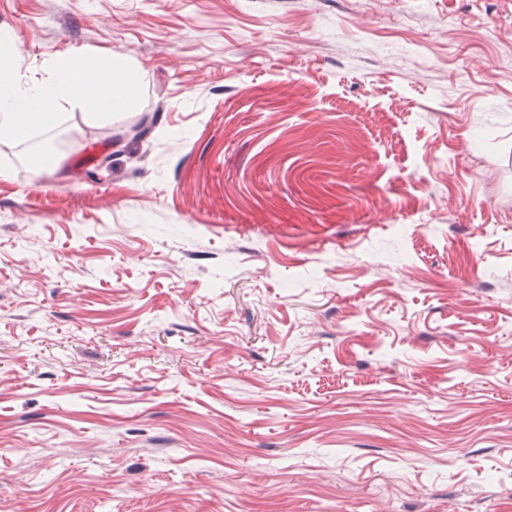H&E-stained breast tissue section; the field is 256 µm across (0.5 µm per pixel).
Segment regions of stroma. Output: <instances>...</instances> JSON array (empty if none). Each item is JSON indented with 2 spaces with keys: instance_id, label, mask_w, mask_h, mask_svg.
<instances>
[{
  "instance_id": "1",
  "label": "stroma",
  "mask_w": 512,
  "mask_h": 512,
  "mask_svg": "<svg viewBox=\"0 0 512 512\" xmlns=\"http://www.w3.org/2000/svg\"><path fill=\"white\" fill-rule=\"evenodd\" d=\"M1 30L143 81L0 144V512H512V0Z\"/></svg>"
}]
</instances>
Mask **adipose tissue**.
Returning a JSON list of instances; mask_svg holds the SVG:
<instances>
[{"instance_id":"ef3b65f1","label":"adipose tissue","mask_w":512,"mask_h":512,"mask_svg":"<svg viewBox=\"0 0 512 512\" xmlns=\"http://www.w3.org/2000/svg\"><path fill=\"white\" fill-rule=\"evenodd\" d=\"M81 67L56 65L43 80L19 75L10 56H0V137L13 142L31 138L35 129H54L62 106L86 107L108 116L132 107L140 78L129 59L84 54Z\"/></svg>"}]
</instances>
